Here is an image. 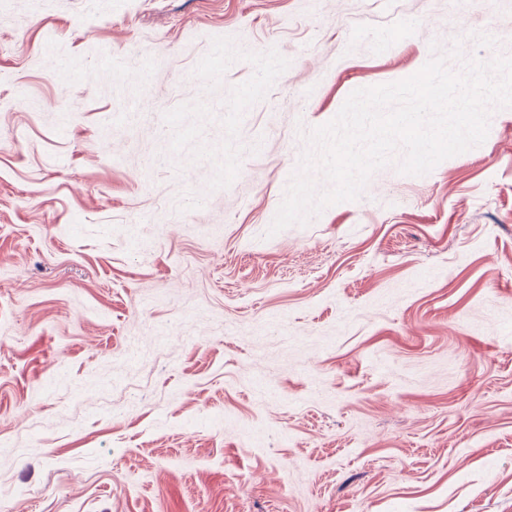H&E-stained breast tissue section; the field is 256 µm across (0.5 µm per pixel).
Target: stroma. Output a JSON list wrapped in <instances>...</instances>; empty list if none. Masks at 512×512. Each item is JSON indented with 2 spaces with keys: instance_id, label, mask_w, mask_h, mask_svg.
<instances>
[{
  "instance_id": "35a3bbf8",
  "label": "stroma",
  "mask_w": 512,
  "mask_h": 512,
  "mask_svg": "<svg viewBox=\"0 0 512 512\" xmlns=\"http://www.w3.org/2000/svg\"><path fill=\"white\" fill-rule=\"evenodd\" d=\"M434 42L512 0H0V512H512V108L267 233Z\"/></svg>"
}]
</instances>
